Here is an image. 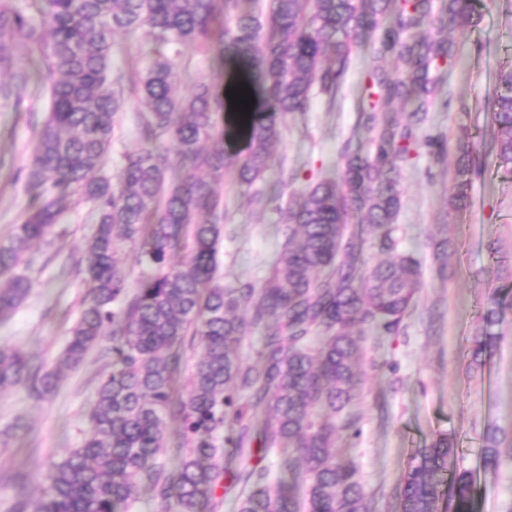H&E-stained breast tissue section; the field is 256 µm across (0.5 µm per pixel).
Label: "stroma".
Returning a JSON list of instances; mask_svg holds the SVG:
<instances>
[{
  "mask_svg": "<svg viewBox=\"0 0 512 512\" xmlns=\"http://www.w3.org/2000/svg\"><path fill=\"white\" fill-rule=\"evenodd\" d=\"M470 3L474 23L448 33L455 55L434 73L438 93L424 128L444 139L447 150L437 155L414 145L399 172L402 207L393 236L399 250L418 261L422 287L398 334L369 333L363 395L352 409L357 431L342 433L336 442L337 452L356 464L373 512H396L412 454L442 432L455 439L459 469L473 476L476 512H512V464L485 468L481 453L490 426L504 430L502 445L512 447V314L494 326L498 341L481 368L471 369L468 353L469 339L485 329L482 306L495 296L512 299V172L497 167L490 106L500 68L512 63V0ZM381 36L378 28L367 32L336 100L316 91L308 111L285 116L264 181L247 186L225 174L217 253L224 287L261 284L285 239L281 207L315 182L341 181L346 156L371 151L374 134L357 107L379 62L374 48ZM8 52L29 78L9 99L0 98V241L34 204L27 170L51 82L28 43H12ZM155 58L147 32L114 36V73L140 74ZM177 74L180 97L199 82L225 80L219 56L192 47L183 49ZM137 110L136 98L127 97L103 163L107 176H116L126 157L143 146L134 125ZM464 149L472 153L475 170L466 206L455 209L449 199ZM95 231L89 205L66 206L60 223L31 250V290L12 316L0 320V346L55 363L90 291L83 272L64 277L60 270L83 255ZM442 239L448 242L443 263L435 256ZM111 369L110 360L93 351L78 368L62 371L47 399H36L23 385L0 392V512H14L19 490L38 494L49 463L81 445L88 409Z\"/></svg>",
  "mask_w": 512,
  "mask_h": 512,
  "instance_id": "obj_1",
  "label": "stroma"
}]
</instances>
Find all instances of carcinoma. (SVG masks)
<instances>
[{"instance_id": "obj_1", "label": "carcinoma", "mask_w": 512, "mask_h": 512, "mask_svg": "<svg viewBox=\"0 0 512 512\" xmlns=\"http://www.w3.org/2000/svg\"><path fill=\"white\" fill-rule=\"evenodd\" d=\"M45 2L48 23L40 29L0 0V70L12 69L7 46L21 39L57 75L27 172L36 204L0 242V318L28 296L29 279L17 269L60 220L61 201L89 203L97 229L79 263L92 283L90 299L59 364L76 368L99 347L112 371L98 385L82 445L52 461L40 495L18 501L14 512H126L143 489L155 512H214L227 461L239 467L234 479L243 484L237 512H372L357 467L334 448L354 425L366 333L397 334L421 288L418 263L398 252L392 225L401 206L399 168L436 95L432 71L455 53L446 36L411 34L428 0H270L266 13L242 11L239 0ZM382 18L375 56L396 54L404 74L381 66L369 74L359 111L377 130L372 152L347 156L342 183L319 182L282 211L286 239L260 287L216 283L224 174L234 168L243 183L263 179L281 120L307 111L316 85L336 99L365 29ZM473 20L469 0H443L439 31ZM141 29L158 55L125 87L112 75L113 35ZM184 46L217 47L231 68L224 86L200 82L176 96L174 59ZM234 87L250 88V111L233 107ZM126 88L137 95L135 124L146 146L113 182L100 169ZM410 99L406 123L378 126L379 109ZM493 107L498 168L512 172L511 65L499 71ZM162 138L175 142L174 155L156 145ZM472 172L465 151L451 206L465 202ZM367 240L393 258L363 272ZM127 246L146 267L133 291L116 260ZM176 246L184 260L171 265ZM508 309L512 304L495 296L483 319L497 324ZM261 323L270 332L260 360L247 364L236 346ZM188 336L198 339L201 354L178 398L172 374ZM490 341L471 338L473 368L483 365ZM57 383L56 369L0 347L1 392L24 385L45 398ZM167 414L181 422L187 444L172 471L159 461ZM222 431L227 454L213 444ZM255 441L265 455L288 456L302 498L271 486L268 470L252 462ZM455 452L447 433L416 449L401 479L400 512H473V477L451 468ZM505 460L512 462V448L502 454L497 433H488L484 466Z\"/></svg>"}]
</instances>
